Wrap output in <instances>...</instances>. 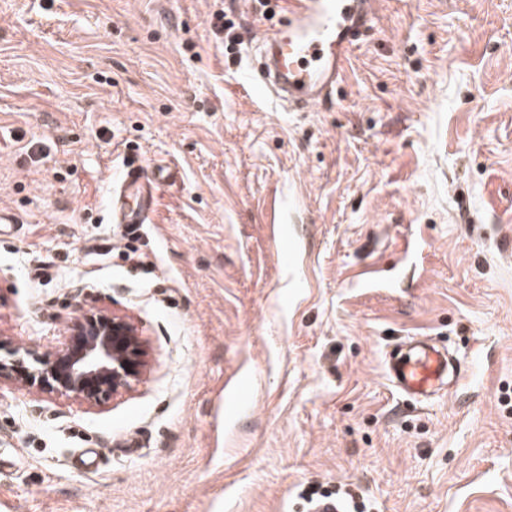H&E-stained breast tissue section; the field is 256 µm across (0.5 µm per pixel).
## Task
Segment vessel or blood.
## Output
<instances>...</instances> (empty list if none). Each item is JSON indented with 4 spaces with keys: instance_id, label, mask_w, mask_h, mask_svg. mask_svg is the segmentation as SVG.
Returning <instances> with one entry per match:
<instances>
[{
    "instance_id": "obj_1",
    "label": "vessel or blood",
    "mask_w": 512,
    "mask_h": 512,
    "mask_svg": "<svg viewBox=\"0 0 512 512\" xmlns=\"http://www.w3.org/2000/svg\"><path fill=\"white\" fill-rule=\"evenodd\" d=\"M285 4L288 17L261 40L259 92H273L295 110L330 101L339 85L350 48L371 28L375 0H272ZM136 204H129V197ZM142 174L130 171L112 198V216L121 224L145 223L150 213ZM386 377L398 392L413 397L434 393L448 379V352L422 336L399 344L385 362Z\"/></svg>"
}]
</instances>
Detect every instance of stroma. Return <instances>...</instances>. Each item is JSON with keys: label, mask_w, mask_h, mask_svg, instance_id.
<instances>
[{"label": "stroma", "mask_w": 512, "mask_h": 512, "mask_svg": "<svg viewBox=\"0 0 512 512\" xmlns=\"http://www.w3.org/2000/svg\"><path fill=\"white\" fill-rule=\"evenodd\" d=\"M262 10L0 0V343L113 312L149 365L94 406L1 381L0 512H512V0H377L308 112L249 88ZM408 336L459 382L397 393ZM140 171H129L121 181V191L112 197V216L118 224H145L150 213V196L141 180ZM132 195L143 197L136 201V207L128 204Z\"/></svg>", "instance_id": "1"}]
</instances>
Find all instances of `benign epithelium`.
Returning <instances> with one entry per match:
<instances>
[{
    "label": "benign epithelium",
    "mask_w": 512,
    "mask_h": 512,
    "mask_svg": "<svg viewBox=\"0 0 512 512\" xmlns=\"http://www.w3.org/2000/svg\"><path fill=\"white\" fill-rule=\"evenodd\" d=\"M145 344L129 317L91 312L56 352L16 348L10 359L0 358V380L96 405L143 380L148 368Z\"/></svg>",
    "instance_id": "1"
}]
</instances>
